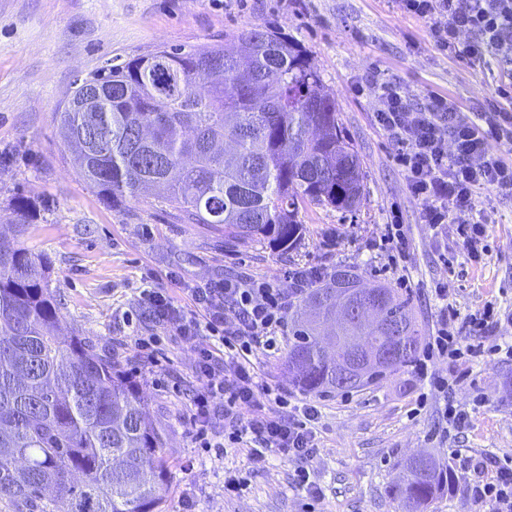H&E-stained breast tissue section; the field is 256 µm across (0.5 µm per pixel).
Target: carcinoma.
Returning a JSON list of instances; mask_svg holds the SVG:
<instances>
[{
  "label": "carcinoma",
  "instance_id": "carcinoma-1",
  "mask_svg": "<svg viewBox=\"0 0 512 512\" xmlns=\"http://www.w3.org/2000/svg\"><path fill=\"white\" fill-rule=\"evenodd\" d=\"M237 47H161L74 82L101 91L97 112L56 114L57 133L79 152V174L113 206L152 186L179 204L178 220L205 224L228 242L296 248L308 205L350 212L364 191L362 163L339 123L334 100L307 51L275 28L235 35ZM26 231L36 204L12 202ZM338 269L292 304L288 370L306 393L336 390V369L354 337L370 346L381 325L339 328L326 351L318 327L336 307V289L355 287ZM369 302L408 337L397 362L359 389L411 365L422 344L410 294L373 288ZM164 435L140 387L119 361L59 324L49 266L0 239V500L15 512H154L168 476ZM409 476L388 486L400 512H428L453 488L451 469L426 455L405 462Z\"/></svg>",
  "mask_w": 512,
  "mask_h": 512
}]
</instances>
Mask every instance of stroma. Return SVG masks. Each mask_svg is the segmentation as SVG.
<instances>
[{
  "instance_id": "1",
  "label": "stroma",
  "mask_w": 512,
  "mask_h": 512,
  "mask_svg": "<svg viewBox=\"0 0 512 512\" xmlns=\"http://www.w3.org/2000/svg\"><path fill=\"white\" fill-rule=\"evenodd\" d=\"M252 26L291 35L318 68L365 171L357 209H301L304 238L284 252L259 242L225 245L206 226L178 221L174 203L151 195L105 203L79 177L56 130L75 80L110 58L220 44ZM372 74L418 100L431 91L449 94L468 116L484 110L495 88L492 74L433 49L426 23L398 13L390 0H0V152L11 154L0 166V225L12 224L16 195L36 202V218L18 242L47 259L62 322L112 353L144 393L165 436L168 479L158 512H183L188 502L195 512H398L386 489L403 462L420 453L450 467L455 479L430 512H472L469 482L512 465V357L502 355L460 378L452 399L468 408L471 421L450 432L443 398L412 368L358 390L307 394L292 385L288 340L280 338L277 350L256 354L255 370L259 383L287 388L293 401L315 406L318 452L305 464L274 453L259 467L244 448L195 447L184 422L198 386L194 354L159 325L143 290L185 306L187 289L241 273L280 282L295 266L346 267L367 286L393 288L403 276L428 335L443 303L464 317L489 301L512 306V199L487 191L476 202L492 220L483 263L443 251L421 222L391 142L372 121L375 99L355 90ZM396 211L410 256L405 267L389 270L376 243ZM439 282L448 285L447 301L435 296ZM152 333L165 360L151 368L134 338ZM456 451L478 470L462 469ZM303 468L317 489L309 498L297 486ZM228 470L244 481L234 495L224 492Z\"/></svg>"
}]
</instances>
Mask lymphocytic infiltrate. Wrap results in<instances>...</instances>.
Here are the masks:
<instances>
[{
	"label": "lymphocytic infiltrate",
	"mask_w": 512,
	"mask_h": 512,
	"mask_svg": "<svg viewBox=\"0 0 512 512\" xmlns=\"http://www.w3.org/2000/svg\"><path fill=\"white\" fill-rule=\"evenodd\" d=\"M392 6L423 20L439 53L498 72L493 99L472 117L461 115L445 94L432 92L416 102L394 81L371 77L365 82L377 102L374 121L394 147L393 159L421 205L423 223L437 237H451L470 261L482 262L488 219L474 216L475 201L489 189L512 198V160L496 149L497 143H512V0H392ZM325 276L319 269L297 268L288 270L286 288L240 274L191 289L194 306L204 312L200 319L163 292L147 291L159 320L172 325L182 343L194 344L204 334L211 339L197 352L199 386L186 418L200 447L215 448L223 440L242 444L257 465L273 452L312 458L314 407L297 411L286 389L259 384L251 357L260 349H276L277 334L288 327L293 293ZM435 295L444 307L413 370L446 394L458 378L433 374L432 361L477 364L501 352L512 356V343L497 335L501 324H512V310L489 302L462 318L447 302V286L436 287ZM467 493L488 512H512V467L470 483Z\"/></svg>",
	"instance_id": "lymphocytic-infiltrate-1"
}]
</instances>
